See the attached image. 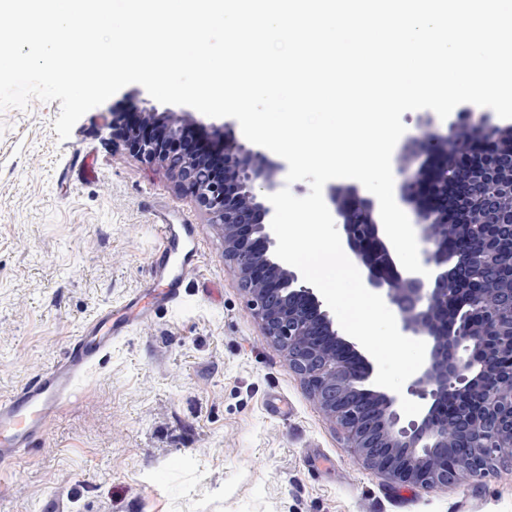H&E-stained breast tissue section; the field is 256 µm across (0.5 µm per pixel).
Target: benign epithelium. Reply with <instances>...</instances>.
I'll return each instance as SVG.
<instances>
[{"label":"benign epithelium","instance_id":"benign-epithelium-1","mask_svg":"<svg viewBox=\"0 0 512 512\" xmlns=\"http://www.w3.org/2000/svg\"><path fill=\"white\" fill-rule=\"evenodd\" d=\"M130 113H112V138L165 166L193 195L220 230L224 263L251 298L264 336L285 352L368 468L396 485L443 490L512 462V370L500 367L512 356V276L502 264L512 241L511 125L485 118L474 128L463 108L448 125L451 134L429 130L414 141L432 163L414 174L400 169L399 192L412 205L427 276L398 269L374 198L354 185L329 187L334 222L343 225L349 256L364 267L366 287L385 292L403 335L426 344L404 393L421 412L406 422L399 395L375 384L372 364L339 334L316 289L276 256L267 196L276 192L278 166L217 133L201 142L155 112L141 111L134 121ZM458 238L470 244L452 253L448 241ZM473 273L490 288L463 301L459 285Z\"/></svg>","mask_w":512,"mask_h":512}]
</instances>
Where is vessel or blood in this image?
Returning <instances> with one entry per match:
<instances>
[{
    "label": "vessel or blood",
    "mask_w": 512,
    "mask_h": 512,
    "mask_svg": "<svg viewBox=\"0 0 512 512\" xmlns=\"http://www.w3.org/2000/svg\"><path fill=\"white\" fill-rule=\"evenodd\" d=\"M162 232L169 250L182 252L178 270H171L166 264L155 269L156 277L164 283L160 298L169 304L181 298L184 277L195 252V237L192 227L187 224H166ZM119 335L111 312L98 315L74 341L62 361L38 375L20 392L0 398V461L37 446L77 380Z\"/></svg>",
    "instance_id": "b4317fda"
}]
</instances>
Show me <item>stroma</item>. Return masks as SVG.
Here are the masks:
<instances>
[{
	"instance_id": "35a3bbf8",
	"label": "stroma",
	"mask_w": 512,
	"mask_h": 512,
	"mask_svg": "<svg viewBox=\"0 0 512 512\" xmlns=\"http://www.w3.org/2000/svg\"><path fill=\"white\" fill-rule=\"evenodd\" d=\"M237 142V120L138 84L59 140V101L0 112V398L62 360L107 309L131 326L76 383L40 444L0 462V512H512V463L444 490L368 469L309 394L224 263L219 230L166 169L112 139L130 106ZM198 233L176 305L141 318L161 223Z\"/></svg>"
}]
</instances>
